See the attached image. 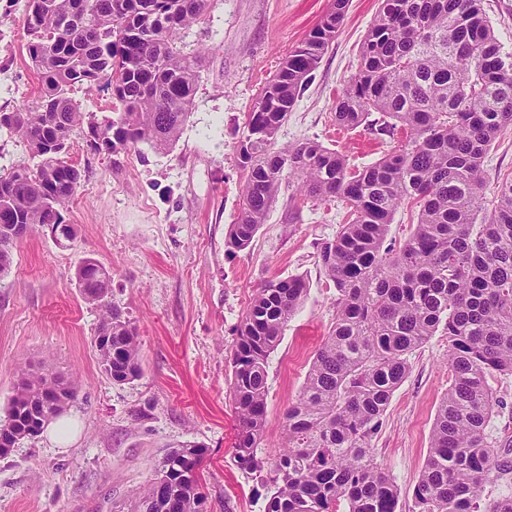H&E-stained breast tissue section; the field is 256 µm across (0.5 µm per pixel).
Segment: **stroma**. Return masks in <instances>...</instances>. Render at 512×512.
<instances>
[{"label":"stroma","instance_id":"obj_1","mask_svg":"<svg viewBox=\"0 0 512 512\" xmlns=\"http://www.w3.org/2000/svg\"><path fill=\"white\" fill-rule=\"evenodd\" d=\"M25 0H0V107L27 105L39 82L24 49ZM332 0H218L205 23L182 33L185 52L204 48L192 113L167 151L112 160L87 153L74 132L69 162L86 177L66 213L76 234L60 244L36 228L0 276V413L20 366L78 378L64 413L76 430L67 449L46 434L0 458V512H121L165 449L191 441L208 453L200 475L210 512H265L259 477L234 461L231 359L237 329L257 287L303 277L307 296L268 367L266 450L281 443L282 417L297 398L336 307L318 253L346 220L338 201L301 196L290 177L245 250L226 245L246 173L237 146L255 99L288 54L320 23ZM379 0H350L344 22L310 76L277 139L314 140L351 166L378 161L397 141L369 127L338 126L334 103L356 72ZM110 273L109 298L137 326L143 374L117 384L94 347L99 315L82 299L84 259ZM448 342L435 335L410 357L373 436L375 458L400 489L399 512H415L413 490L448 388Z\"/></svg>","mask_w":512,"mask_h":512}]
</instances>
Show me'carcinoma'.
Segmentation results:
<instances>
[{
    "mask_svg": "<svg viewBox=\"0 0 512 512\" xmlns=\"http://www.w3.org/2000/svg\"><path fill=\"white\" fill-rule=\"evenodd\" d=\"M210 0H26V50L38 75L34 103L0 110V132L27 144L34 164L0 173V274L24 232L66 220L84 171L66 160L72 132L86 150L118 156L146 144L172 148L191 114L200 56L178 35L204 20ZM349 0L330 9L261 90L238 144L247 172L227 247L247 249L276 200L284 173L317 201H342L347 222L319 250L336 288V314L315 351L302 390L283 415L282 449L265 447L268 361L307 295L300 277L255 290L237 332L231 393L237 465L268 486L266 512H397L398 486L370 442L432 336L448 337L450 382L414 488L419 512H512V495L484 501L482 483L512 480V443L487 433L506 408L489 385L512 377V176L487 201L482 164L512 125V56L502 51L480 0H380L359 71L336 101V122L404 132L375 164L314 141L276 148L277 134L339 30ZM107 92L112 116L80 111L75 91ZM379 118L369 120L373 113ZM418 210L397 242L395 213ZM100 318L94 344L115 383L142 373L137 327L108 300L111 277L93 259L75 274ZM74 379L20 369L0 417V458L59 417L78 393ZM206 448H168L134 495L133 512H208L198 468Z\"/></svg>",
    "mask_w": 512,
    "mask_h": 512,
    "instance_id": "carcinoma-1",
    "label": "carcinoma"
}]
</instances>
